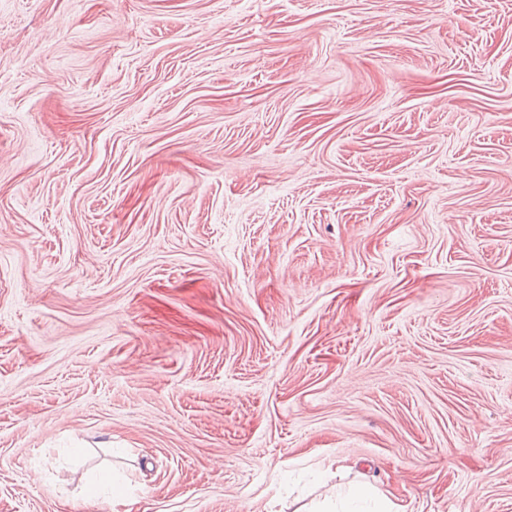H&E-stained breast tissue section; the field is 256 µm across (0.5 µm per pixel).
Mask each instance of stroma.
Here are the masks:
<instances>
[{"label": "stroma", "instance_id": "1", "mask_svg": "<svg viewBox=\"0 0 512 512\" xmlns=\"http://www.w3.org/2000/svg\"><path fill=\"white\" fill-rule=\"evenodd\" d=\"M349 485L512 512V0H0V512Z\"/></svg>", "mask_w": 512, "mask_h": 512}]
</instances>
